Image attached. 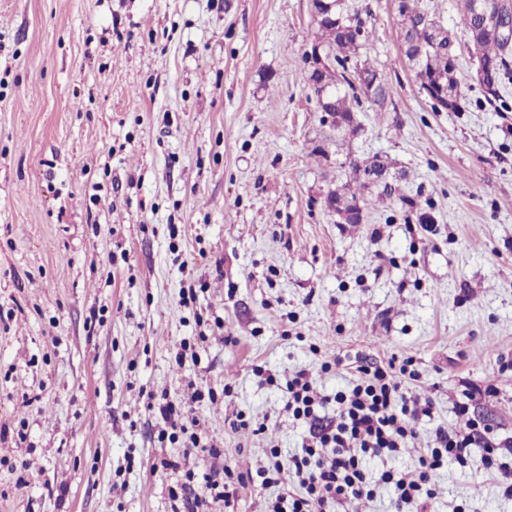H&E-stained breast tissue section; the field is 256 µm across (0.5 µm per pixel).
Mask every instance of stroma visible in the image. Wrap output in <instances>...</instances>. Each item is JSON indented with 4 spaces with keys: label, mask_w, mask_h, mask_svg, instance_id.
<instances>
[{
    "label": "stroma",
    "mask_w": 512,
    "mask_h": 512,
    "mask_svg": "<svg viewBox=\"0 0 512 512\" xmlns=\"http://www.w3.org/2000/svg\"><path fill=\"white\" fill-rule=\"evenodd\" d=\"M454 4L421 0L470 79L435 112L393 0H344L392 96L338 132L301 79L311 0H0V512H174L201 459L157 405L195 384L226 467L293 452L308 427L267 373L331 396L410 358L420 442L471 418L512 437V91L485 102ZM374 154L417 206L373 185L341 223L327 196ZM503 491L448 462L429 512H512Z\"/></svg>",
    "instance_id": "stroma-1"
}]
</instances>
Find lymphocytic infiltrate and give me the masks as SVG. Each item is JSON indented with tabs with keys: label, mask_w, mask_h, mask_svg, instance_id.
Segmentation results:
<instances>
[{
	"label": "lymphocytic infiltrate",
	"mask_w": 512,
	"mask_h": 512,
	"mask_svg": "<svg viewBox=\"0 0 512 512\" xmlns=\"http://www.w3.org/2000/svg\"><path fill=\"white\" fill-rule=\"evenodd\" d=\"M358 371L360 377L352 386L331 397L317 391L310 371L288 375L283 386L285 410L308 425L300 450L285 459L279 449H271L268 465L252 473L216 468L203 475L186 472L173 494L181 512H208L211 504L229 500L239 485L253 479L264 487L285 480L299 487L298 492L269 499L264 512H335L336 505L347 500L373 497L381 484L392 489L396 512H427L435 495V477L445 462L454 461L500 479L512 475V439L493 441L487 428L475 423L462 433L435 428L430 445L418 447L419 426L423 419L432 418L433 403L408 395L406 384L417 377L409 364H367ZM212 396L211 390L200 386L189 400L163 402L159 413L173 432L181 434L185 448L217 459L222 449L203 443L191 414L193 404ZM330 403L336 411L324 415ZM411 451L417 454L411 470H387L375 482L367 477L365 457Z\"/></svg>",
	"instance_id": "1"
}]
</instances>
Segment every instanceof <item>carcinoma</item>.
Returning a JSON list of instances; mask_svg holds the SVG:
<instances>
[{"instance_id": "1", "label": "carcinoma", "mask_w": 512, "mask_h": 512, "mask_svg": "<svg viewBox=\"0 0 512 512\" xmlns=\"http://www.w3.org/2000/svg\"><path fill=\"white\" fill-rule=\"evenodd\" d=\"M460 2L459 24L469 34L473 42L471 48L484 59L500 60L503 66L499 86L484 90L483 95L489 104L498 103L505 108L504 93L507 85L512 83V45L483 27V21L474 14L473 0ZM313 7L317 12V30L311 48H320L323 56L330 59V65L315 77L304 72L303 80L316 96L318 106L336 114L335 127H349L362 100L382 105L391 96L392 89L369 59H360V50L369 44L372 32L364 27L358 14L345 10L341 0H314ZM400 16L405 56L422 54L412 69L420 92L430 94L439 83L447 90L448 111H460L464 94L457 45L448 42L435 46L431 43L429 29L440 24V20L420 7L419 0H402ZM350 166L352 180L336 187L329 198L347 204H364L367 199L362 190L368 187L367 173L385 167L383 157L376 154L353 161Z\"/></svg>"}]
</instances>
